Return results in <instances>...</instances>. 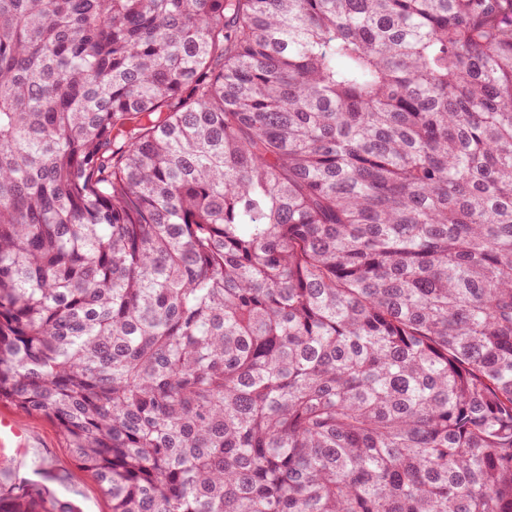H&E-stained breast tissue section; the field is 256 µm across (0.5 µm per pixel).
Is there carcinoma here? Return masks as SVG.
<instances>
[{"label": "carcinoma", "mask_w": 512, "mask_h": 512, "mask_svg": "<svg viewBox=\"0 0 512 512\" xmlns=\"http://www.w3.org/2000/svg\"><path fill=\"white\" fill-rule=\"evenodd\" d=\"M0 400L111 512H512V0H0Z\"/></svg>", "instance_id": "carcinoma-1"}]
</instances>
